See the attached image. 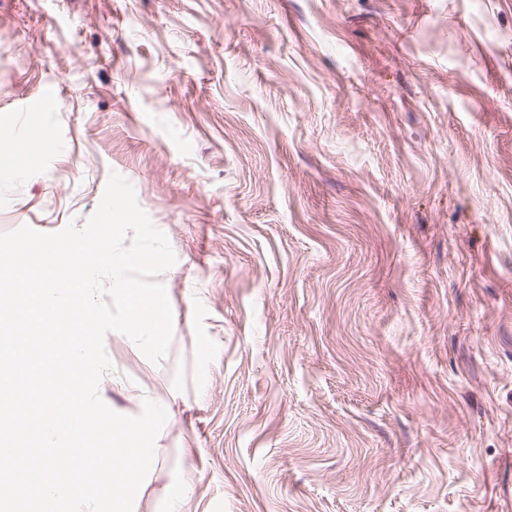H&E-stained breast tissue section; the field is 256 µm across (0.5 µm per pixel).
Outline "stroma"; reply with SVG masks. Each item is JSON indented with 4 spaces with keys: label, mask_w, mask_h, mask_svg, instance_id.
Wrapping results in <instances>:
<instances>
[{
    "label": "stroma",
    "mask_w": 512,
    "mask_h": 512,
    "mask_svg": "<svg viewBox=\"0 0 512 512\" xmlns=\"http://www.w3.org/2000/svg\"><path fill=\"white\" fill-rule=\"evenodd\" d=\"M113 172L177 258L134 512H512V0H0V234Z\"/></svg>",
    "instance_id": "obj_1"
}]
</instances>
